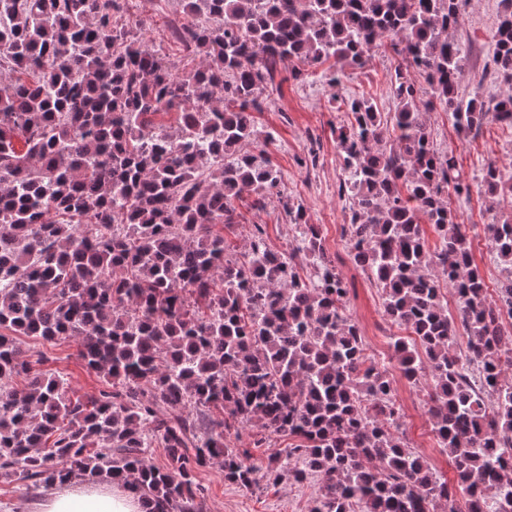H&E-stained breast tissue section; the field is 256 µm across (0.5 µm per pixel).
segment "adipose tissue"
<instances>
[{
    "mask_svg": "<svg viewBox=\"0 0 512 512\" xmlns=\"http://www.w3.org/2000/svg\"><path fill=\"white\" fill-rule=\"evenodd\" d=\"M36 512H142V505L118 484H71L49 493Z\"/></svg>",
    "mask_w": 512,
    "mask_h": 512,
    "instance_id": "adipose-tissue-1",
    "label": "adipose tissue"
}]
</instances>
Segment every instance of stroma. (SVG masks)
I'll return each instance as SVG.
<instances>
[{
    "label": "stroma",
    "instance_id": "obj_1",
    "mask_svg": "<svg viewBox=\"0 0 512 512\" xmlns=\"http://www.w3.org/2000/svg\"><path fill=\"white\" fill-rule=\"evenodd\" d=\"M499 8V0H473L456 32L457 38L471 47L461 88L478 91L486 100L497 97L504 89L491 63ZM124 17L137 24V33L144 41L162 49L173 69H180L183 53L173 42L171 29L192 20L185 0H126ZM396 63L386 46L376 47L364 66L346 68L343 82L336 88L328 84L322 69L310 70L304 80H286L278 88L266 90L264 107L255 115L258 130L272 133L275 138L270 147L271 159L281 173L285 195L301 203L309 222L320 226L328 256L350 284V315L365 342L386 358L391 355L389 336L393 327L383 312L382 293L352 262L344 231L349 202L338 191L342 170L335 129L347 123L348 115L345 109L335 108L332 99L337 94H363L373 99L379 111H394L390 75ZM430 128L435 147L457 157L471 187L469 195L451 197L450 207L458 221L469 225L474 263L488 288H496L502 268L491 256L482 227L512 214V195L488 203L481 178L489 164L512 165V128L490 121L465 137L456 132L441 111L431 113ZM236 206L240 222L229 237L235 250L245 249L257 224L263 227L268 247H287L292 232L281 203L275 201L258 209L246 198L237 201ZM21 347L39 359L42 370L63 373L71 397L97 392L100 379L86 368L73 341L35 343L25 338ZM389 374L403 408V429L411 445L430 467L449 473L448 457L431 432L422 384L406 382L394 368ZM199 482L205 489V512H311L319 487L318 480L312 479L301 484L283 480L245 489L225 482L224 471L217 464L203 470Z\"/></svg>",
    "mask_w": 512,
    "mask_h": 512
}]
</instances>
